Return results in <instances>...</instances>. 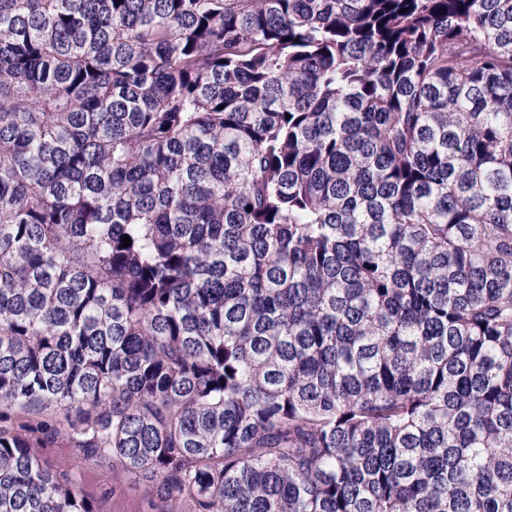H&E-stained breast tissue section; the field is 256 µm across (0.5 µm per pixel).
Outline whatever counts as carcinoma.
<instances>
[{
    "mask_svg": "<svg viewBox=\"0 0 512 512\" xmlns=\"http://www.w3.org/2000/svg\"><path fill=\"white\" fill-rule=\"evenodd\" d=\"M29 415L173 512H512V0H0V512H95Z\"/></svg>",
    "mask_w": 512,
    "mask_h": 512,
    "instance_id": "carcinoma-1",
    "label": "carcinoma"
}]
</instances>
